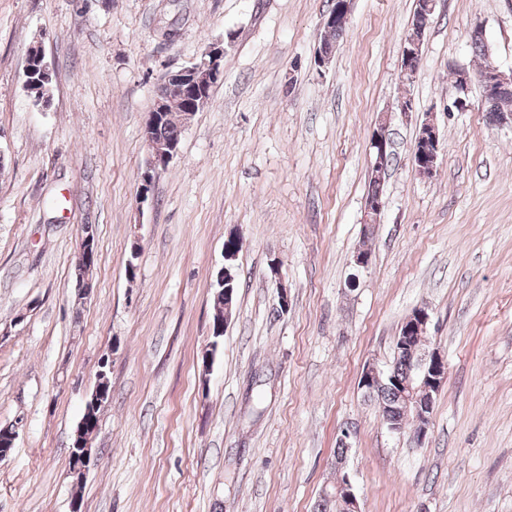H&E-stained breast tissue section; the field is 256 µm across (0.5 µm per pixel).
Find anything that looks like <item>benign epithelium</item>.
Segmentation results:
<instances>
[{"label": "benign epithelium", "instance_id": "1", "mask_svg": "<svg viewBox=\"0 0 512 512\" xmlns=\"http://www.w3.org/2000/svg\"><path fill=\"white\" fill-rule=\"evenodd\" d=\"M350 21L349 0H336L335 7L323 18L322 28L327 31L331 28L348 26ZM422 38L407 36L401 57L400 79L411 84L414 81L420 59ZM224 73V46L213 44L207 47L200 59L190 67L171 70L164 76L158 90L153 108L143 127V139L146 147V159L140 175L138 185V199L146 202L152 193L155 178L165 171L178 153L176 146L161 144L154 140L151 131L159 119L170 117L167 100L176 96L185 101V111L181 113V123L187 124L191 117L208 105L206 93L222 78ZM512 84V70H503L496 66L474 76L464 68L456 69V78L453 84L455 97L452 106L458 110L466 107V100L472 86L480 89L484 108L495 124H512V113L496 110L501 92ZM422 130V144L412 151L411 171L419 179H428L437 169L441 141L438 128L433 115H428L420 125ZM387 127L380 124L373 130L370 145L373 153L372 168L377 169L387 154ZM94 225H80V236L77 247L76 266L91 268L96 260L95 235L92 234ZM430 315L425 307L416 308L412 320L401 325L396 352H405V346L411 340L426 342ZM413 362V375L406 379L397 377L390 369L379 368L374 364L367 365L359 378V386L372 391L376 384L384 379L393 381L399 386L398 401L401 405L412 410L417 423L416 439L422 442L426 437L431 421L435 399L432 396H420L421 390H440L448 374L446 360L436 351H422L418 354L410 353ZM111 361L104 358L100 362V369L93 390L85 399V413L77 427V431L86 433V436L73 444L69 476L73 482H84L88 472L97 463V457L92 454L91 441L99 430L97 419L108 403L104 392L103 382L107 371L110 370ZM337 470L343 472L337 486L338 493L342 494L341 501L344 512H361L359 500L354 492L353 484L348 472L345 471V460L338 458L334 461Z\"/></svg>", "mask_w": 512, "mask_h": 512}]
</instances>
